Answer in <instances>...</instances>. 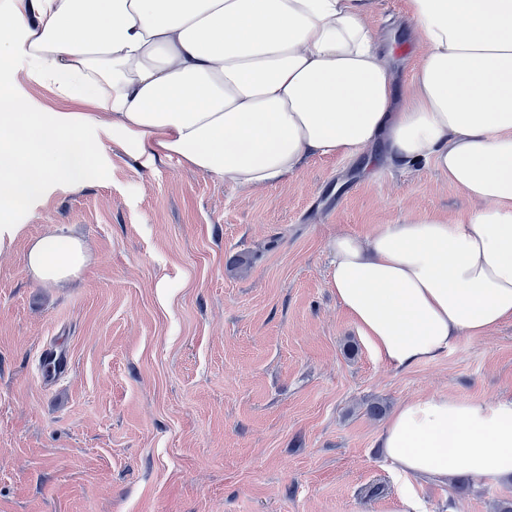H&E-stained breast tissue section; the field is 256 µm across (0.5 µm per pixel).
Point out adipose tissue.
Returning <instances> with one entry per match:
<instances>
[{"instance_id": "adipose-tissue-1", "label": "adipose tissue", "mask_w": 512, "mask_h": 512, "mask_svg": "<svg viewBox=\"0 0 512 512\" xmlns=\"http://www.w3.org/2000/svg\"><path fill=\"white\" fill-rule=\"evenodd\" d=\"M376 0H0V252L8 223L47 190L75 187L108 149L144 163L175 155L246 189L316 156L383 143L387 161L430 163L470 202L458 218L412 215L330 242L329 286L359 336L396 369L432 362L463 336L512 320V0H407L418 51L408 88L370 20ZM82 104L30 112L11 69ZM82 241L31 240L40 283L71 281ZM416 479L459 470L512 479V395L407 401L378 439Z\"/></svg>"}]
</instances>
